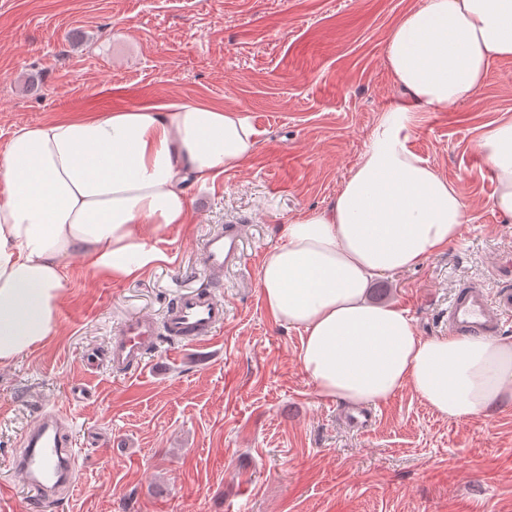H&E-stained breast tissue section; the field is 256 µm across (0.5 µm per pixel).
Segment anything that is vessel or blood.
<instances>
[{"label": "vessel or blood", "instance_id": "obj_1", "mask_svg": "<svg viewBox=\"0 0 512 512\" xmlns=\"http://www.w3.org/2000/svg\"><path fill=\"white\" fill-rule=\"evenodd\" d=\"M200 254L208 286L179 294L162 318L145 315L129 320L105 350L85 351L86 366L128 375L159 352L162 341L199 345L216 336L224 327V300L216 289L225 270L243 258L241 225L228 224L206 235ZM511 315V289L493 294L466 283L448 306V332L457 336H493ZM23 446L25 451L15 458L13 470L22 478L34 506L54 502L58 494L70 490L77 452L63 411L56 407L43 410L24 432Z\"/></svg>", "mask_w": 512, "mask_h": 512}]
</instances>
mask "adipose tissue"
<instances>
[{
	"mask_svg": "<svg viewBox=\"0 0 512 512\" xmlns=\"http://www.w3.org/2000/svg\"><path fill=\"white\" fill-rule=\"evenodd\" d=\"M512 58V0H425L400 21L386 65L406 95L380 118L335 202L289 224L258 272L265 306L299 329L300 368L318 397L377 406L409 387L438 415L474 418L512 402V340L418 335L369 298L379 276L448 248L467 220L455 184L413 153L417 111L469 101L494 60ZM243 112L172 101L17 127L0 151V364L55 335L65 262L129 278L161 260L153 237L187 223L188 181L253 156ZM479 148L492 206L512 217V119Z\"/></svg>",
	"mask_w": 512,
	"mask_h": 512,
	"instance_id": "adipose-tissue-1",
	"label": "adipose tissue"
}]
</instances>
